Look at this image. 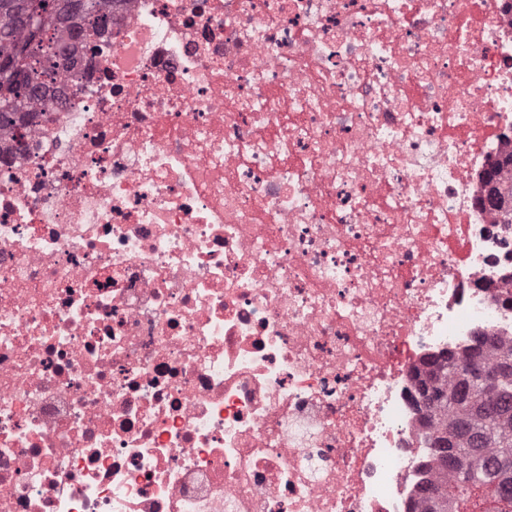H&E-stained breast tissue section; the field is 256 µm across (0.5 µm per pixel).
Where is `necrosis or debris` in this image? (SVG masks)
<instances>
[{"label":"necrosis or debris","instance_id":"4bbe7bcc","mask_svg":"<svg viewBox=\"0 0 512 512\" xmlns=\"http://www.w3.org/2000/svg\"><path fill=\"white\" fill-rule=\"evenodd\" d=\"M0 129V512H430L419 386L512 348V0H102Z\"/></svg>","mask_w":512,"mask_h":512}]
</instances>
